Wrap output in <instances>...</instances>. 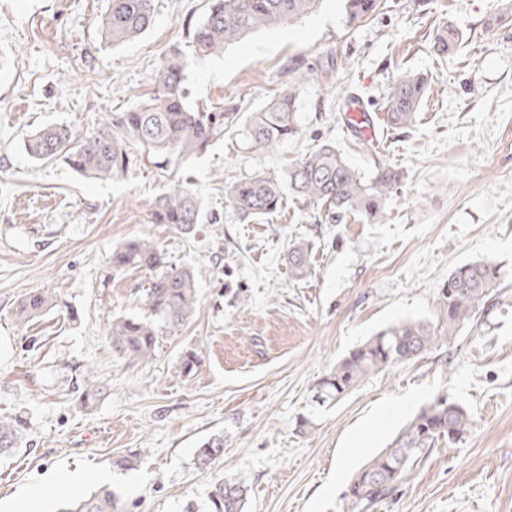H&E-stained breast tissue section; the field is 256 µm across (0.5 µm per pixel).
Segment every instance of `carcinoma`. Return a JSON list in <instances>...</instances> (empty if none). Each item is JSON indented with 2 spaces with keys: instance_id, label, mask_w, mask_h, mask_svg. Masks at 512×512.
I'll return each instance as SVG.
<instances>
[{
  "instance_id": "cac0c4a2",
  "label": "carcinoma",
  "mask_w": 512,
  "mask_h": 512,
  "mask_svg": "<svg viewBox=\"0 0 512 512\" xmlns=\"http://www.w3.org/2000/svg\"><path fill=\"white\" fill-rule=\"evenodd\" d=\"M319 0H208L204 18L187 22L196 51L204 55L224 53V47L245 35L299 18L315 10ZM380 0H348L347 19L357 21L375 13ZM153 24L152 0H111L102 24L105 41L114 46L145 33ZM464 39L461 30L448 26L436 33L432 49L438 56L454 53ZM187 63L173 50L152 76L148 100L124 112H110L93 132H77L53 126L35 134L28 144L38 162L57 158L88 179H119L146 153L163 162H184L201 155L224 135L236 131L248 149H271L298 133L297 86L273 94L264 105L240 122L238 113L191 106L185 92ZM428 90L425 77L408 73L398 79L386 102L393 124L410 126ZM401 181V173L380 167L369 178L355 171L330 142L299 160L282 174H263L238 180L226 187L224 199L244 219H261L275 213L289 192L308 207L328 206L341 219L358 214L377 224L384 206ZM202 205L191 190L176 184L154 203L152 223L170 224L189 236L200 223ZM112 269L138 270L147 276L142 296L147 317H116L107 321L112 350L134 362L149 360L160 329L179 330L196 314L193 272L165 261L160 247L148 238L129 240L112 250ZM309 246L295 242L288 249V267L297 278L307 275ZM502 274L490 258L456 268L439 289L432 316L392 323L348 352L316 384L318 403L341 400L368 377L417 358L448 343L464 326L477 321L488 303L499 295ZM51 296L33 291L19 302L17 318L28 321L52 308ZM473 427L461 405L441 395L424 406L390 440L352 475L346 512H367L391 496L409 479L415 465L439 442L455 445ZM22 421L0 418V456L20 447ZM224 454V436L214 434L197 448L196 465L204 470ZM248 486L237 479L217 484L209 495L207 512H246ZM60 512H129L115 494L103 488L89 497L66 505Z\"/></svg>"
}]
</instances>
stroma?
<instances>
[{
  "label": "stroma",
  "mask_w": 512,
  "mask_h": 512,
  "mask_svg": "<svg viewBox=\"0 0 512 512\" xmlns=\"http://www.w3.org/2000/svg\"><path fill=\"white\" fill-rule=\"evenodd\" d=\"M110 0H0V416L25 420L20 448L0 457V505L38 488L40 512L106 486L131 512H202L222 479L245 480L246 512H343L362 464L436 396L463 405L473 429L434 448L411 479L370 512H512V22L503 0H380L351 23L344 0L253 33L220 56H193L185 20L206 0H153L154 23L113 46L100 35ZM465 35L440 58L437 29ZM188 55L191 104L257 111L294 73L299 133L270 150L225 136L167 169L139 165L117 180L87 179L65 160L36 162L26 144L51 125L82 132L107 113L145 101L172 49ZM429 88L414 125L385 120L400 76ZM358 100L380 115L375 137L350 125ZM333 141L362 176L402 169L378 224L341 223L286 198L276 213L241 219L224 187L285 171ZM182 182L203 207L191 236L154 224L150 211ZM155 241L193 268L199 311L160 336L153 357L112 351L107 317L141 314L147 282L110 266L113 248ZM311 242V272L288 269L292 241ZM501 267L499 305L449 343L375 374L338 403L314 407L317 381L337 360L391 323L431 316L460 264ZM33 290L56 307L21 324L13 309ZM198 348L191 377L179 358ZM101 388L83 407L89 387ZM311 418L299 431L300 417ZM224 436V455L195 464L201 442ZM139 452L135 469L112 459ZM96 477L71 491L54 473Z\"/></svg>",
  "instance_id": "35a3bbf8"
}]
</instances>
